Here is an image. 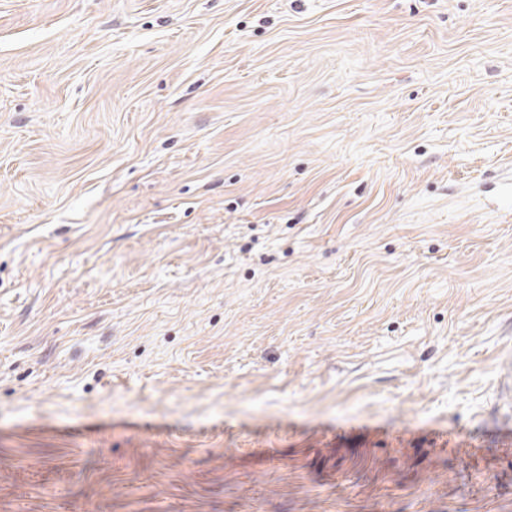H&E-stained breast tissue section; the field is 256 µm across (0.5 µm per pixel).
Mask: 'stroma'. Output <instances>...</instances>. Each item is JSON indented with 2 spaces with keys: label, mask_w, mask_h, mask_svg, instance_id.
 Returning <instances> with one entry per match:
<instances>
[{
  "label": "stroma",
  "mask_w": 512,
  "mask_h": 512,
  "mask_svg": "<svg viewBox=\"0 0 512 512\" xmlns=\"http://www.w3.org/2000/svg\"><path fill=\"white\" fill-rule=\"evenodd\" d=\"M0 512H512V0H0Z\"/></svg>",
  "instance_id": "obj_1"
}]
</instances>
